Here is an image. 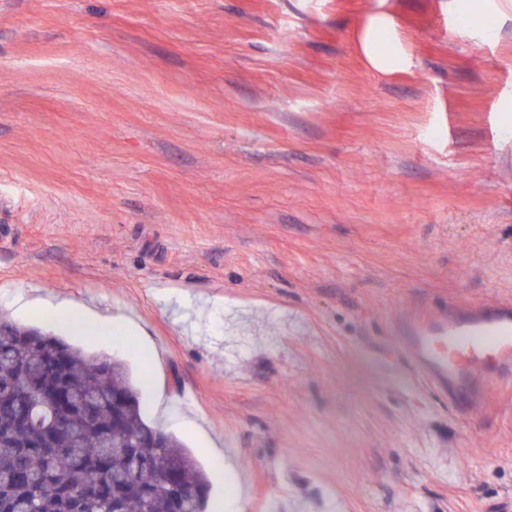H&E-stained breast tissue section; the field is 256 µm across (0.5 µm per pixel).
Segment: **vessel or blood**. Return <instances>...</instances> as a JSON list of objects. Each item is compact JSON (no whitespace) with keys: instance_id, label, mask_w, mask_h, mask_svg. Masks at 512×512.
<instances>
[{"instance_id":"vessel-or-blood-1","label":"vessel or blood","mask_w":512,"mask_h":512,"mask_svg":"<svg viewBox=\"0 0 512 512\" xmlns=\"http://www.w3.org/2000/svg\"><path fill=\"white\" fill-rule=\"evenodd\" d=\"M397 332L387 354L407 360L460 408H479L500 385L512 382L511 303H452L407 318Z\"/></svg>"}]
</instances>
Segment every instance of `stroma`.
<instances>
[{"instance_id": "stroma-1", "label": "stroma", "mask_w": 512, "mask_h": 512, "mask_svg": "<svg viewBox=\"0 0 512 512\" xmlns=\"http://www.w3.org/2000/svg\"><path fill=\"white\" fill-rule=\"evenodd\" d=\"M383 35L399 63L374 65ZM128 368L224 512H512V388L382 347L512 301V0H0V314ZM16 311L24 314L38 311L47 323L60 322L71 331L83 336H102L108 330L110 320L107 318L89 319L87 315L69 302L45 304L20 296L13 301Z\"/></svg>"}]
</instances>
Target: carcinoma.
Segmentation results:
<instances>
[{"mask_svg": "<svg viewBox=\"0 0 512 512\" xmlns=\"http://www.w3.org/2000/svg\"><path fill=\"white\" fill-rule=\"evenodd\" d=\"M155 431L122 362L0 316V512H204L206 473Z\"/></svg>", "mask_w": 512, "mask_h": 512, "instance_id": "cac0c4a2", "label": "carcinoma"}]
</instances>
